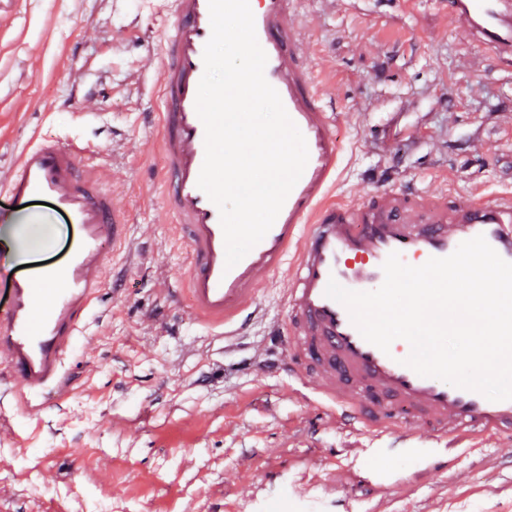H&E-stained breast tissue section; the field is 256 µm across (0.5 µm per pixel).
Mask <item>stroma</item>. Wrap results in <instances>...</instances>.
Instances as JSON below:
<instances>
[{
  "instance_id": "35a3bbf8",
  "label": "stroma",
  "mask_w": 512,
  "mask_h": 512,
  "mask_svg": "<svg viewBox=\"0 0 512 512\" xmlns=\"http://www.w3.org/2000/svg\"><path fill=\"white\" fill-rule=\"evenodd\" d=\"M345 150L336 198L382 189L512 193V65L453 31L436 0H295ZM172 28L144 0H0V172L38 137L95 149L135 217L112 261L69 397L0 433V512H512V445L478 439L427 469L389 457V491L359 472L364 435L304 399L270 341L288 286L258 293L237 336L202 332L155 184L144 65Z\"/></svg>"
}]
</instances>
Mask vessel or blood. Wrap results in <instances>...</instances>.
Instances as JSON below:
<instances>
[{
    "mask_svg": "<svg viewBox=\"0 0 512 512\" xmlns=\"http://www.w3.org/2000/svg\"><path fill=\"white\" fill-rule=\"evenodd\" d=\"M174 30L158 51L159 107L151 122L164 157L163 205L185 248L186 288L196 324L208 334L235 336L242 316L257 311L269 278L288 280L281 329L308 397L346 427L365 432L362 470L380 489L394 483L381 458L427 459L426 443L387 441L397 413L408 426L428 429L449 449L485 437L512 435V400L491 401L405 366L411 348L389 351L367 342L347 309L327 297L329 280L353 291H373L382 265L399 253L410 266L451 255L464 241L484 236L512 262V194L481 193L454 199L425 191L385 190L349 203L332 199L343 159L335 117L314 74L306 37L293 18V0H252L258 42L267 55L264 75L303 134L308 163L273 226L234 267H226L217 206L198 187L205 158L204 126L195 109L211 35L208 0H156ZM455 29L496 59L512 63V0H438ZM77 139L42 138L0 173V382L14 392L16 415L42 413L48 399L71 390L70 359L91 343V320L113 279L106 253L127 248L134 222L108 186L106 173ZM47 203L75 231L62 262L25 271L35 243L28 225L42 223Z\"/></svg>",
    "mask_w": 512,
    "mask_h": 512,
    "instance_id": "vessel-or-blood-1",
    "label": "vessel or blood"
}]
</instances>
